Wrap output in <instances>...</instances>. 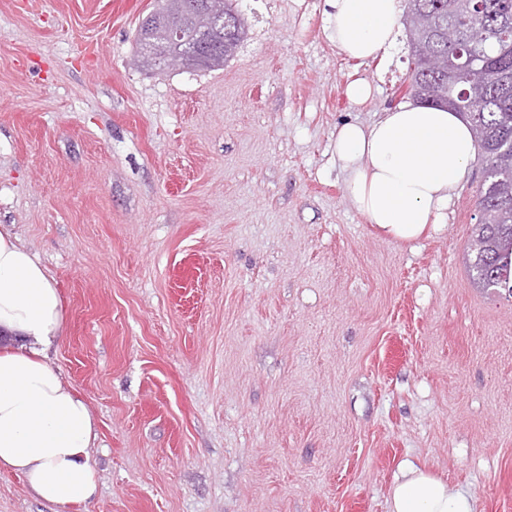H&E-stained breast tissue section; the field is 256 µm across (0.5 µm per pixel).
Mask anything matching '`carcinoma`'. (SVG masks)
I'll return each instance as SVG.
<instances>
[{"label": "carcinoma", "instance_id": "1", "mask_svg": "<svg viewBox=\"0 0 512 512\" xmlns=\"http://www.w3.org/2000/svg\"><path fill=\"white\" fill-rule=\"evenodd\" d=\"M407 12L416 13L425 26L409 42L414 69L410 85L422 93L434 92L430 106L443 105L448 96V75L432 70L425 59L462 54L467 65L454 75L456 108L469 122L484 163V180L477 197L479 223L474 225L469 271L481 288H503L512 294V0H406ZM456 29L453 44L439 32ZM247 36L237 29L224 45V32L206 39L219 49L218 62H202L198 70L224 66Z\"/></svg>", "mask_w": 512, "mask_h": 512}]
</instances>
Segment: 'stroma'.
Masks as SVG:
<instances>
[{
  "label": "stroma",
  "instance_id": "1",
  "mask_svg": "<svg viewBox=\"0 0 512 512\" xmlns=\"http://www.w3.org/2000/svg\"><path fill=\"white\" fill-rule=\"evenodd\" d=\"M155 4L0 0V225L63 298L91 512H391L407 461L512 512V296L467 268L484 164L405 242L333 151L407 102V39L346 59L324 0H237L224 67L146 70ZM0 512L78 510L0 470Z\"/></svg>",
  "mask_w": 512,
  "mask_h": 512
}]
</instances>
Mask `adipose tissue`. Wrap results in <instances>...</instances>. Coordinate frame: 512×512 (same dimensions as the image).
Masks as SVG:
<instances>
[{
	"label": "adipose tissue",
	"instance_id": "adipose-tissue-1",
	"mask_svg": "<svg viewBox=\"0 0 512 512\" xmlns=\"http://www.w3.org/2000/svg\"><path fill=\"white\" fill-rule=\"evenodd\" d=\"M401 0H325L338 55L380 57L399 37ZM334 149L355 208L395 239L419 237L445 217L476 147L451 109L407 103L368 125L336 129ZM64 305L53 277L9 230L0 229V468L20 473L37 498L87 508L97 491L92 413L44 350L62 339ZM391 512H475L472 496L414 464L392 487Z\"/></svg>",
	"mask_w": 512,
	"mask_h": 512
}]
</instances>
